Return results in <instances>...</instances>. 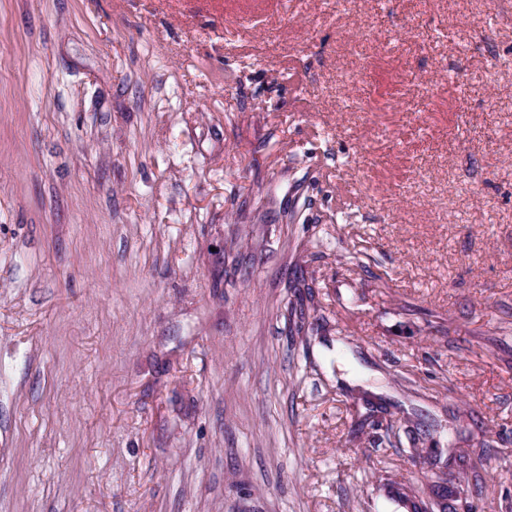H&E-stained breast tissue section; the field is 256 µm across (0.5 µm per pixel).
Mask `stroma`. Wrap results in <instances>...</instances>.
Returning <instances> with one entry per match:
<instances>
[{"label": "stroma", "mask_w": 512, "mask_h": 512, "mask_svg": "<svg viewBox=\"0 0 512 512\" xmlns=\"http://www.w3.org/2000/svg\"><path fill=\"white\" fill-rule=\"evenodd\" d=\"M441 485L512 512V0H0V512Z\"/></svg>", "instance_id": "1"}]
</instances>
